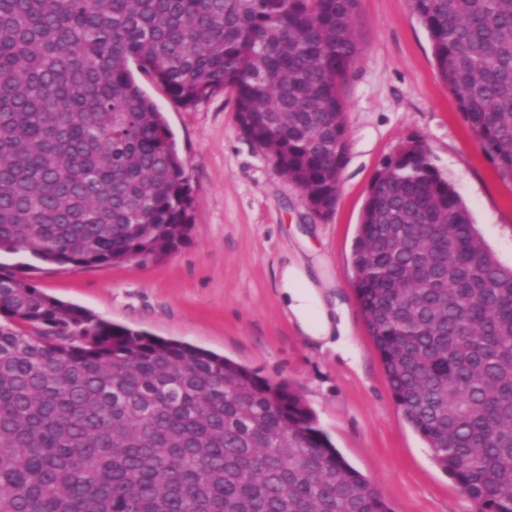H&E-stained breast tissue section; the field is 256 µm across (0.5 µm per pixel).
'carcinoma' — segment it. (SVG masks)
<instances>
[{"mask_svg":"<svg viewBox=\"0 0 512 512\" xmlns=\"http://www.w3.org/2000/svg\"><path fill=\"white\" fill-rule=\"evenodd\" d=\"M358 0H0V255L105 268L186 244L175 137L130 63L336 208ZM439 79L512 181V0H410ZM354 291L389 389L477 505L512 512V267L420 137L372 180ZM0 512H393L315 413L212 351L103 319L0 263Z\"/></svg>","mask_w":512,"mask_h":512,"instance_id":"obj_1","label":"carcinoma"}]
</instances>
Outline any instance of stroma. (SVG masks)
<instances>
[{"instance_id":"1","label":"stroma","mask_w":512,"mask_h":512,"mask_svg":"<svg viewBox=\"0 0 512 512\" xmlns=\"http://www.w3.org/2000/svg\"><path fill=\"white\" fill-rule=\"evenodd\" d=\"M360 52L341 95L348 143L335 211L316 219L301 189L240 131L233 95L187 108L144 72L134 77L163 112L186 161L193 204L189 242L160 259L106 268L43 265L42 291L113 322L231 358L295 389L345 459L394 512H476L394 403L353 288V242L382 160L408 139L469 208L486 244L512 266V182L476 143L437 75L427 31L409 0H359ZM313 288L307 321L288 287ZM331 336L308 325L321 313Z\"/></svg>"}]
</instances>
